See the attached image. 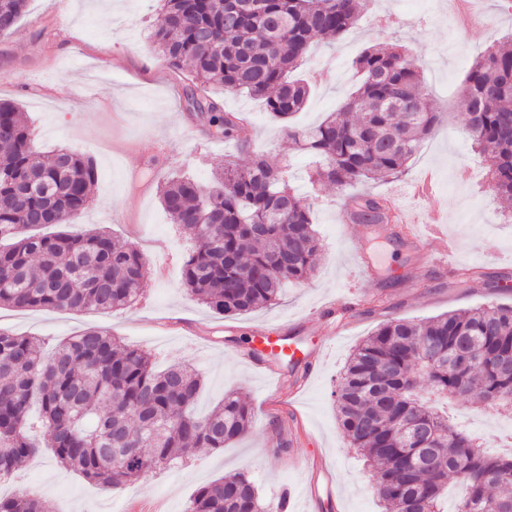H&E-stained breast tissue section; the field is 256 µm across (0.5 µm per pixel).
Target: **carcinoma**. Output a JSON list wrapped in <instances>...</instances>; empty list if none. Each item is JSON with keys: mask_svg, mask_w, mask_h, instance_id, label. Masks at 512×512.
I'll use <instances>...</instances> for the list:
<instances>
[{"mask_svg": "<svg viewBox=\"0 0 512 512\" xmlns=\"http://www.w3.org/2000/svg\"><path fill=\"white\" fill-rule=\"evenodd\" d=\"M153 42L166 63L188 67L186 96L210 132L237 137L242 118L196 92L212 85L263 102L288 139L320 159L318 179L340 191L404 173L438 121L421 72L399 48L365 50L358 88L321 122L291 118L309 89L289 78L316 37L341 39L366 0H160ZM27 0H0L13 27ZM465 133L498 197L512 206V50L477 58L462 88ZM93 161L70 148L36 149L20 108L0 100V306L82 312L134 304L148 259L105 228L42 234L89 203ZM359 224H382L369 194L346 197ZM160 202L195 245L182 265L188 294L224 316L277 303L284 284L310 275L320 243L312 206L265 155L233 163L208 184L175 176ZM469 342L465 370L455 357ZM430 393L418 392L420 380ZM202 378L188 364L159 370L153 356L88 328L51 353L41 340L0 330V480L41 447L56 463L110 488L133 485L198 448L222 449L245 435L252 408L234 391L208 413L194 407ZM349 446L365 458L386 512H441L448 477L466 486L456 512H512V457L485 455L486 441L448 419V401L512 409V307L495 304L429 319H394L360 342L334 391ZM263 502L242 472L200 487L186 512H284ZM0 512H43L30 494H0Z\"/></svg>", "mask_w": 512, "mask_h": 512, "instance_id": "1", "label": "carcinoma"}]
</instances>
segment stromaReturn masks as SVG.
I'll return each instance as SVG.
<instances>
[{"label": "stroma", "instance_id": "obj_1", "mask_svg": "<svg viewBox=\"0 0 512 512\" xmlns=\"http://www.w3.org/2000/svg\"><path fill=\"white\" fill-rule=\"evenodd\" d=\"M29 0L9 33L0 35V99L16 103L47 152L63 145L90 157L98 180L88 206L67 224L80 233L96 227L135 245L151 265L141 298L113 312H60L0 307V329L35 336L48 345L87 328L105 329L123 343L149 350L157 366L194 365L204 377L197 402L206 413L232 389L253 409V424L221 450H199L183 465L153 472L125 488H106L60 467L49 453L24 467L27 487L41 491L45 512H185L202 486L245 472L265 501L288 488L315 484L316 497L303 498L300 512H384L355 449L338 423L332 393L351 349L393 319L419 320L488 302L512 307V218H505L487 168L473 157L463 131L460 88L473 61L487 49L512 44V5L507 0H370L358 23L335 43L318 39L297 75L310 87L294 117L299 126L319 123L336 111L358 81L354 62L375 45H400L419 68L440 114L435 131L422 141L406 173L366 181L352 193H367L420 217L446 215L443 231L456 242L451 262L412 248L405 224L351 226L341 217L343 197L314 181L313 157L288 140L283 125L262 101L210 93L244 125L238 141L208 134L183 91L184 72L171 69L149 41L157 0ZM265 153L288 168L289 184L313 205L320 240L316 267L303 283L288 286L275 305L248 315L223 316L191 298L181 286L180 258L194 244L174 224L159 200L173 174L211 181L225 161L248 163ZM434 172V193L414 199L410 184ZM374 251L378 263L362 275L361 300L350 314L325 313L357 275V256ZM480 275L462 277L465 268ZM292 337L303 355L324 354L311 369L301 359L271 364L253 356L261 326ZM451 418L490 440L493 454L512 449L495 442L499 425L512 422L503 410L482 411L461 403Z\"/></svg>", "mask_w": 512, "mask_h": 512}]
</instances>
